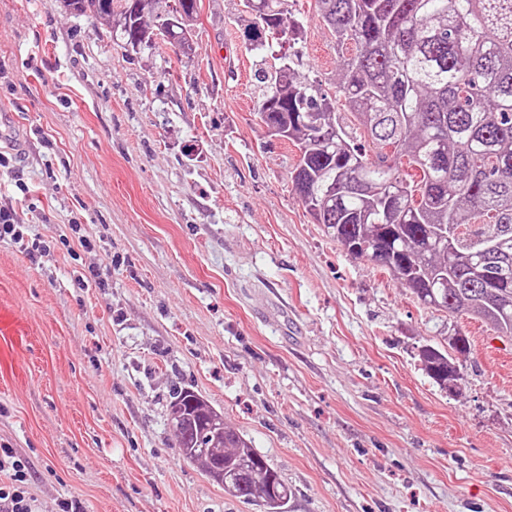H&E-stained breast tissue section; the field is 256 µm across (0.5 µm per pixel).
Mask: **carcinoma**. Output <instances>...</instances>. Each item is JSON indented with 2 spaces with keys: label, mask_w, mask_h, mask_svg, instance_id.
Wrapping results in <instances>:
<instances>
[{
  "label": "carcinoma",
  "mask_w": 512,
  "mask_h": 512,
  "mask_svg": "<svg viewBox=\"0 0 512 512\" xmlns=\"http://www.w3.org/2000/svg\"><path fill=\"white\" fill-rule=\"evenodd\" d=\"M287 0H243L257 29L297 34ZM108 20L112 38L153 48L192 21L200 0L175 11L141 0H58ZM340 46L352 45L340 90L364 131L333 119L327 95L288 61L267 76L259 118L300 151L291 175L315 223L355 259L385 271L421 304L468 312L512 336V0H316ZM468 337L420 350L426 373L455 390ZM182 458L224 492L289 512L292 492L264 456L187 387L166 403Z\"/></svg>",
  "instance_id": "carcinoma-1"
}]
</instances>
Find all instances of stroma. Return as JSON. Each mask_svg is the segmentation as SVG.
<instances>
[{"label":"stroma","instance_id":"stroma-1","mask_svg":"<svg viewBox=\"0 0 512 512\" xmlns=\"http://www.w3.org/2000/svg\"><path fill=\"white\" fill-rule=\"evenodd\" d=\"M288 9L294 43L201 0L191 52L134 53L107 20L0 0V208L42 247L0 241V308L23 326L0 335V445L37 512H266L180 456L176 385L267 459L291 512H512V339L347 254L259 119L283 56L346 109L315 0ZM105 261V287L76 286ZM455 330L471 352L448 393L419 354Z\"/></svg>","mask_w":512,"mask_h":512}]
</instances>
